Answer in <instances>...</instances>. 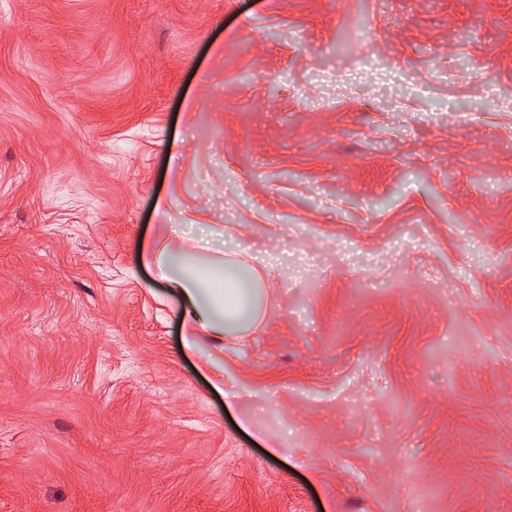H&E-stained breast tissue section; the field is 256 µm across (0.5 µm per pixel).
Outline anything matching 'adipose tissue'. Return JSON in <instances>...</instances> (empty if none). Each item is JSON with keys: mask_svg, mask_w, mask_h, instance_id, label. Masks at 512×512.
Returning a JSON list of instances; mask_svg holds the SVG:
<instances>
[{"mask_svg": "<svg viewBox=\"0 0 512 512\" xmlns=\"http://www.w3.org/2000/svg\"><path fill=\"white\" fill-rule=\"evenodd\" d=\"M200 239L186 236L173 252L158 240L144 239L138 246V261L155 271L158 279L179 301L182 349L199 355L215 389L224 387V369L202 355L201 342L209 340L218 349L239 342L242 332L262 318L261 279L245 272L237 259L203 258Z\"/></svg>", "mask_w": 512, "mask_h": 512, "instance_id": "adipose-tissue-1", "label": "adipose tissue"}]
</instances>
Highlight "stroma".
<instances>
[{"mask_svg":"<svg viewBox=\"0 0 512 512\" xmlns=\"http://www.w3.org/2000/svg\"><path fill=\"white\" fill-rule=\"evenodd\" d=\"M0 512H512V0H0ZM181 237V234L178 236ZM183 247L170 252L156 239H143L138 246V261L153 269L157 278L179 301L182 325V351L197 354L201 367L213 378L212 385L225 397L233 396V389L224 391V367L201 352L202 338H207L218 349L225 344L233 346L240 340L238 334L257 325L262 318L261 279L254 263L259 260L250 256L253 273L245 272L235 258L218 257L204 259L202 239L181 237ZM236 279L240 288H215L214 280L220 277Z\"/></svg>","mask_w":512,"mask_h":512,"instance_id":"stroma-1","label":"stroma"}]
</instances>
